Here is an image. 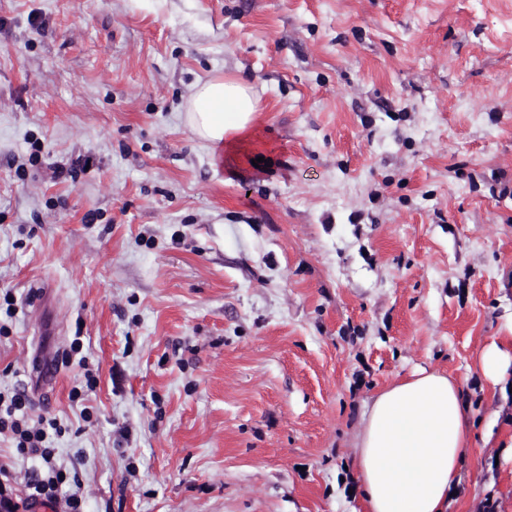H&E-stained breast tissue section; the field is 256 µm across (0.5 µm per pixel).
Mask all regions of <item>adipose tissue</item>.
I'll return each instance as SVG.
<instances>
[{
	"instance_id": "1",
	"label": "adipose tissue",
	"mask_w": 512,
	"mask_h": 512,
	"mask_svg": "<svg viewBox=\"0 0 512 512\" xmlns=\"http://www.w3.org/2000/svg\"><path fill=\"white\" fill-rule=\"evenodd\" d=\"M257 110L245 82L217 75L196 85L185 117L218 146L244 135ZM479 370L492 385H512V326L485 346ZM470 434L460 387L448 375L417 370L381 389L355 457L367 512H446Z\"/></svg>"
}]
</instances>
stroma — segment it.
Returning a JSON list of instances; mask_svg holds the SVG:
<instances>
[{"instance_id": "35a3bbf8", "label": "stroma", "mask_w": 512, "mask_h": 512, "mask_svg": "<svg viewBox=\"0 0 512 512\" xmlns=\"http://www.w3.org/2000/svg\"><path fill=\"white\" fill-rule=\"evenodd\" d=\"M214 74L260 98L219 148L184 113ZM5 293L0 394L56 419L85 512H360L364 412L417 367L477 424L450 512H512L477 376L512 325V0H0ZM0 465L34 512L6 434Z\"/></svg>"}]
</instances>
